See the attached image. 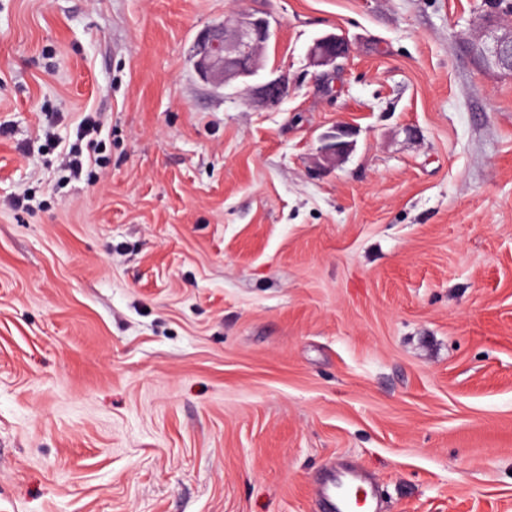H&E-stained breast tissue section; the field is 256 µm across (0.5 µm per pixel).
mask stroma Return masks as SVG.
Listing matches in <instances>:
<instances>
[{"label":"stroma","mask_w":512,"mask_h":512,"mask_svg":"<svg viewBox=\"0 0 512 512\" xmlns=\"http://www.w3.org/2000/svg\"><path fill=\"white\" fill-rule=\"evenodd\" d=\"M242 10L277 108L197 70ZM511 30L489 0H0V512H315L334 460L383 512H512ZM490 61L495 66L512 70V30L494 40L493 45L488 48ZM350 44L341 34L329 33L317 38L310 47L308 56L310 66L336 70V61L350 53ZM356 130L349 126L337 125L332 131L320 138V153L323 158L333 164L342 159L353 146Z\"/></svg>","instance_id":"1"}]
</instances>
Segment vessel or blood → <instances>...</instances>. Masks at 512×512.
Instances as JSON below:
<instances>
[{"label":"vessel or blood","mask_w":512,"mask_h":512,"mask_svg":"<svg viewBox=\"0 0 512 512\" xmlns=\"http://www.w3.org/2000/svg\"><path fill=\"white\" fill-rule=\"evenodd\" d=\"M316 496L321 512H378L373 488L355 469L323 473L317 481Z\"/></svg>","instance_id":"1"}]
</instances>
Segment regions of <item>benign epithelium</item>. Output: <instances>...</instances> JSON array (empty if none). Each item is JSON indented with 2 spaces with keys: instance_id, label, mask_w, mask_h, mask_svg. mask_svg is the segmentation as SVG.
<instances>
[{
  "instance_id": "7a95c632",
  "label": "benign epithelium",
  "mask_w": 512,
  "mask_h": 512,
  "mask_svg": "<svg viewBox=\"0 0 512 512\" xmlns=\"http://www.w3.org/2000/svg\"><path fill=\"white\" fill-rule=\"evenodd\" d=\"M274 34L269 19L247 11L240 12L234 23L208 30L201 37L197 68L202 77L228 83L253 76L260 67V52ZM492 64L512 70V31L496 38L488 48ZM350 53V44L341 34L329 33L317 38L310 47V66L336 70V61ZM249 95L267 108L277 107L288 92L285 78L278 76L246 87ZM356 130L338 125L320 138V153L334 164L353 146Z\"/></svg>"
}]
</instances>
